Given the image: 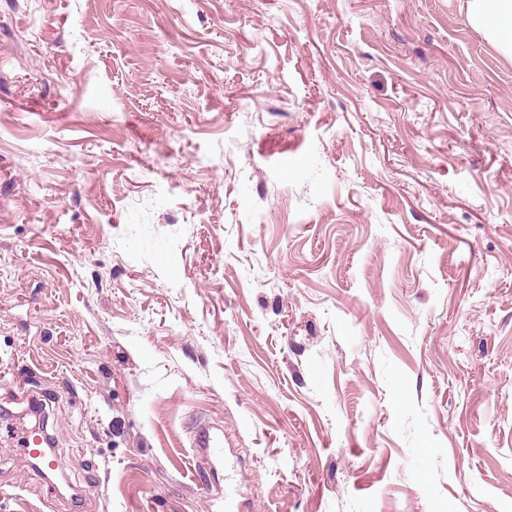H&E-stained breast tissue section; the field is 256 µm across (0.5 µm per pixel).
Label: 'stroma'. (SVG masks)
Listing matches in <instances>:
<instances>
[{"mask_svg": "<svg viewBox=\"0 0 512 512\" xmlns=\"http://www.w3.org/2000/svg\"><path fill=\"white\" fill-rule=\"evenodd\" d=\"M467 2L0 0V512H512Z\"/></svg>", "mask_w": 512, "mask_h": 512, "instance_id": "1", "label": "stroma"}]
</instances>
